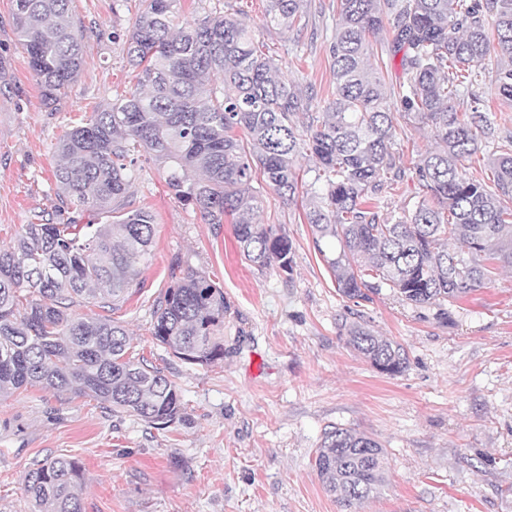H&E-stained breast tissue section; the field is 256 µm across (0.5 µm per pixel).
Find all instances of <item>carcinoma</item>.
Here are the masks:
<instances>
[{
	"label": "carcinoma",
	"instance_id": "carcinoma-1",
	"mask_svg": "<svg viewBox=\"0 0 512 512\" xmlns=\"http://www.w3.org/2000/svg\"><path fill=\"white\" fill-rule=\"evenodd\" d=\"M15 27L45 106L56 111L80 73L85 41L71 0H15ZM127 35L136 87L69 129L53 177L64 198L89 212L84 224L41 218L23 224L0 249V396L42 386L97 401L155 429L184 420L178 387L147 358L130 355V338L112 314L147 263L156 217L133 206L130 188L143 152L166 166L168 189L207 224L232 218L240 256L261 272L292 278L288 235L256 217L261 179L278 198H299L297 159L318 168L305 217L336 283L357 305L382 288L415 306H433L448 322V303L490 279L496 263L512 268V136L487 156L493 186L465 162L494 136L477 89L485 81L512 102V64L486 75L492 55L512 60V0H337L330 44L336 95L322 112L294 121L298 94L248 24L232 15L179 23L180 0H142ZM303 0H268L272 25H293ZM388 29L387 45L375 36ZM402 54L403 81L389 90L378 50ZM469 112L454 108L462 94ZM401 116L426 122L434 146L413 175L422 201L391 223L380 215L386 188L404 181L392 151ZM152 306L153 340L177 359L210 366L224 360V288L177 262ZM101 312L79 315L81 301ZM348 344L381 373L408 367L403 347L361 324ZM314 468L343 512L377 496L387 482V453L352 428L325 430ZM81 466L60 455L26 477L30 512H83Z\"/></svg>",
	"mask_w": 512,
	"mask_h": 512
}]
</instances>
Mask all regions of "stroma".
I'll use <instances>...</instances> for the list:
<instances>
[{"label":"stroma","instance_id":"35a3bbf8","mask_svg":"<svg viewBox=\"0 0 512 512\" xmlns=\"http://www.w3.org/2000/svg\"><path fill=\"white\" fill-rule=\"evenodd\" d=\"M216 8L249 24L303 111L325 110L336 93L337 0H304L288 30L267 24L266 0H181L188 19ZM141 9V0H71L84 65L53 112L17 43L14 2L0 0V246L44 212L71 216L52 178L58 142L133 87L125 40ZM432 144L430 127L399 120L402 167L412 169ZM132 192L157 227L151 258L114 318L133 352L178 385L186 418L156 430L41 387L0 398V512H29L25 476L50 454L79 460L84 512H340L313 468L324 430L336 425L388 453L387 485L358 512H512V268L449 304L445 324L435 308L387 289L357 307L339 296L315 250L304 202L271 198L259 215L292 242L288 280L242 260L232 224L204 223L169 192L159 162L138 159ZM177 260L219 281L231 304L221 363H182L150 334L153 302ZM361 320L403 346V374L380 373L348 345Z\"/></svg>","mask_w":512,"mask_h":512}]
</instances>
